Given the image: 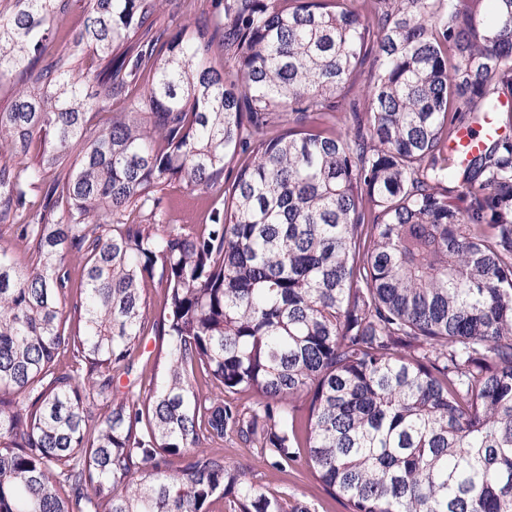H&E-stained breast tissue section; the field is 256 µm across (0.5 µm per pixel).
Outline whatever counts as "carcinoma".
I'll return each mask as SVG.
<instances>
[{
  "label": "carcinoma",
  "mask_w": 512,
  "mask_h": 512,
  "mask_svg": "<svg viewBox=\"0 0 512 512\" xmlns=\"http://www.w3.org/2000/svg\"><path fill=\"white\" fill-rule=\"evenodd\" d=\"M82 2L0 11V512H307L229 431L347 512H512V0ZM481 137L470 129H460L448 147L449 151L457 153L459 156L468 157L469 154L475 152L481 147ZM163 187L162 194L166 202L175 204V208L169 213L171 224H203L206 212L212 202L219 198V191H212L195 199H185L183 197L184 190L177 181L166 183ZM0 248H4L15 260L23 263L26 259V244L18 237L16 226L0 224ZM211 448H221L224 460L248 468L254 482L278 491L288 505L303 501L309 512H347L344 504L328 494L311 476L303 454L286 471H277L267 461L239 442L234 433L227 432L224 441Z\"/></svg>",
  "instance_id": "cac0c4a2"
}]
</instances>
